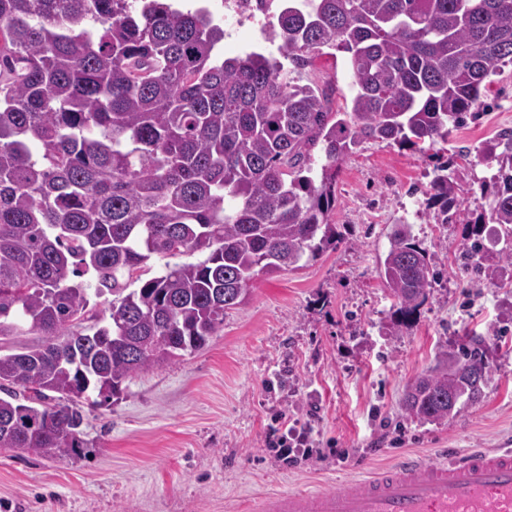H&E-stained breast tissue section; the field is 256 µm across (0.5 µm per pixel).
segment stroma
<instances>
[{
    "label": "stroma",
    "mask_w": 512,
    "mask_h": 512,
    "mask_svg": "<svg viewBox=\"0 0 512 512\" xmlns=\"http://www.w3.org/2000/svg\"><path fill=\"white\" fill-rule=\"evenodd\" d=\"M298 80L334 82V110H349L346 53L325 50ZM485 102L426 150L370 141L340 160L331 221L343 243L298 270L257 275L202 349L84 406L75 455L0 452V512H249L257 496L342 488L403 455L512 448V264L497 258L499 225L485 227L482 272L463 268L488 212L476 192L489 174L483 149L512 130L511 68ZM457 155L462 214L443 224L427 205L430 183ZM397 224L411 226L437 279L394 335L378 264ZM467 334L484 340L482 397L440 422L407 416L406 386ZM283 413L306 444L277 447Z\"/></svg>",
    "instance_id": "1"
}]
</instances>
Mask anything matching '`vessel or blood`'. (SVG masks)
<instances>
[{
  "instance_id": "1",
  "label": "vessel or blood",
  "mask_w": 512,
  "mask_h": 512,
  "mask_svg": "<svg viewBox=\"0 0 512 512\" xmlns=\"http://www.w3.org/2000/svg\"><path fill=\"white\" fill-rule=\"evenodd\" d=\"M254 512H512V448L406 455L336 491L261 496Z\"/></svg>"
}]
</instances>
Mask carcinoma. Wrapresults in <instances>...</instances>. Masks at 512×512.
<instances>
[{"label": "carcinoma", "instance_id": "1", "mask_svg": "<svg viewBox=\"0 0 512 512\" xmlns=\"http://www.w3.org/2000/svg\"><path fill=\"white\" fill-rule=\"evenodd\" d=\"M306 5L277 19L279 56L220 59L224 29L167 0H0V337L43 336L0 353V450L69 457L84 445L80 403H105V388L117 396L132 375L202 349L255 275L337 249L336 163L370 140L447 138L512 66V0ZM325 47L350 53L349 112L332 110V87L281 69ZM485 160L487 223L500 225L512 263V132ZM458 180L454 163L436 166L428 205L443 224L459 207ZM180 257L195 261L170 263ZM153 258L164 268L144 280ZM379 276L396 335L435 281L407 225ZM93 296L111 297L109 316L87 327ZM450 357L461 372L419 375L402 398L407 415L445 420L449 396L481 397V341L464 337Z\"/></svg>", "mask_w": 512, "mask_h": 512}]
</instances>
